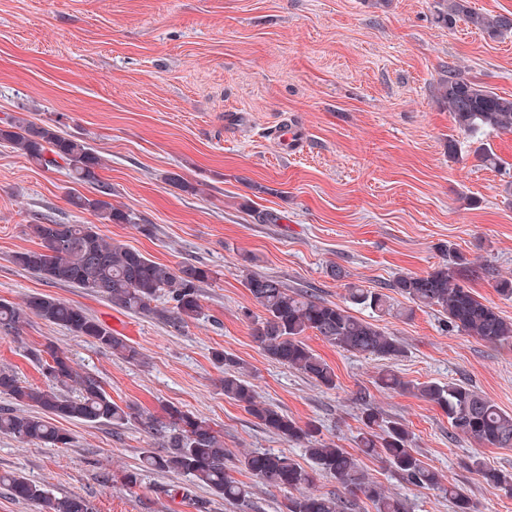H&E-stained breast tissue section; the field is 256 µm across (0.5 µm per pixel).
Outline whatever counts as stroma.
<instances>
[{
	"label": "stroma",
	"mask_w": 512,
	"mask_h": 512,
	"mask_svg": "<svg viewBox=\"0 0 512 512\" xmlns=\"http://www.w3.org/2000/svg\"><path fill=\"white\" fill-rule=\"evenodd\" d=\"M431 11L432 0H0V113L23 109L35 123H57L101 157L113 206L134 218L100 225L105 238L170 267L212 272L200 289L201 315L177 329L16 266L14 252L39 246L31 225L91 222L68 198L94 190L0 146V300L42 294L78 305L141 353L135 362L119 358L33 316L0 330V369L47 386L42 362L55 347L117 404L144 416L168 406L192 412L223 435L231 458L283 453L311 470V491L340 492L303 444L269 433L225 398L212 357L224 350L245 364L262 400L357 454L366 477L405 497L409 512L453 510L439 490L408 485L383 457L360 452L358 393L409 428L420 459L473 512H512V495L468 467L476 456L512 472V448L451 436L437 406L376 382L388 368L414 385L462 380L512 413V347L449 331L430 309L385 315L380 326L406 350L391 364L307 335L336 373L329 390L267 358L252 336L260 310L243 284L250 270L341 305L345 290L331 265L375 288L401 272H430L444 245L512 275V197L504 191L512 133L457 134L436 100L451 66L512 95V36L492 40L461 21L442 28ZM283 126L301 137L298 151L276 139ZM452 135L462 147L456 161ZM482 148L501 168L477 160ZM268 213L276 223H265ZM60 426L71 436L64 448L0 434V474L83 497L93 512H196L155 493L179 475L140 471L157 442L137 423ZM134 470L137 486L125 487L122 475Z\"/></svg>",
	"instance_id": "stroma-1"
}]
</instances>
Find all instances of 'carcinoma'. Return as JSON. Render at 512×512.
Instances as JSON below:
<instances>
[{
  "mask_svg": "<svg viewBox=\"0 0 512 512\" xmlns=\"http://www.w3.org/2000/svg\"><path fill=\"white\" fill-rule=\"evenodd\" d=\"M433 23L451 28L462 20L471 29L491 40L512 34V13L491 14L470 6V0H433ZM437 102L449 112L459 132L474 136L485 132L512 133V97L487 89L456 68H448L437 89ZM0 144L46 171L63 169L76 184H88L96 192L89 198L69 197L72 206L87 211L102 224H130L132 216L112 205V186L99 175L101 160L83 140L63 135L54 124H37L21 115L0 117ZM40 240L38 250L18 251L12 261L22 269L52 284H68L88 289L113 306L132 314L150 317L181 328L201 314L199 288L211 278V271L184 263L171 268L141 252L103 237L90 224L41 223L30 225ZM62 241L58 252L53 244ZM331 276L343 282L351 303L371 311L376 318L356 316L346 306L329 302L313 291L291 290L276 277L252 273L245 279L253 302L264 316L254 323L252 336L272 361L294 368L318 385L336 388L335 371L308 347L307 332L347 352L368 355L393 363L405 354L402 343L386 332L378 318L391 314L393 307L385 290H393L417 308H429L446 318L447 327L472 336L489 347L512 341V322L489 303L477 297L467 283L493 282L496 291L512 297V277L501 275L488 264L466 254L447 249L442 263L426 274L402 272L378 288H365L348 280L343 266L331 267ZM164 306H159V303ZM64 327L77 336L94 339L103 348L123 359L135 360L139 352L112 332L100 320L71 303L43 295L27 297L22 304L0 301V329L15 331L32 317ZM51 362L45 363L46 388L23 384L10 370H0V394L27 407L23 412L0 409V432L22 444L65 447L71 437L55 425L63 418L89 424L107 422L124 426L138 421L159 447L145 453L142 470L170 472L189 478L188 484L161 489L170 499L181 498L197 512H207L206 503L192 498L191 487H207L225 501L248 505L249 486L231 475L224 438L209 421L175 406L164 408L162 418H144L129 406L123 408L93 376L80 375L67 357L48 348ZM215 363L224 368L221 380L224 397L237 403L269 432L287 441L302 442L312 463L334 478L348 495L316 494L308 491L311 475L284 454L254 450L246 452L239 464L265 485L288 492L283 512H353L361 494L371 500L376 512H407L405 500L391 495L365 477L358 459L344 448L318 438V427H304L274 405L259 399L248 380L246 367L233 354L217 351ZM381 387L394 392L416 389L428 402L448 416L451 435L464 436L485 448L512 447V414L459 381L413 385L391 370L378 377ZM74 386L78 395L68 396L62 388ZM363 405V432L359 447L366 454L384 456L389 466L408 484L438 487L441 477L425 464L412 448L411 432L398 420H391L368 404ZM469 467L487 485L512 493V473L487 466L475 457ZM0 483L11 494L35 505L39 512H91L83 497H56L26 478L0 475ZM453 512H472V506L453 485L445 489Z\"/></svg>",
  "mask_w": 512,
  "mask_h": 512,
  "instance_id": "cac0c4a2",
  "label": "carcinoma"
}]
</instances>
